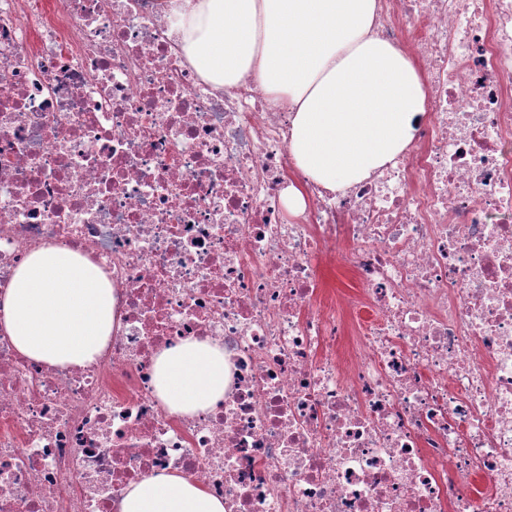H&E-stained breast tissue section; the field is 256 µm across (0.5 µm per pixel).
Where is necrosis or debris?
<instances>
[{
    "mask_svg": "<svg viewBox=\"0 0 512 512\" xmlns=\"http://www.w3.org/2000/svg\"><path fill=\"white\" fill-rule=\"evenodd\" d=\"M163 2L0 0V295L63 247L117 313L82 366L0 329V512H117L163 471L225 512H512V0H377L426 118L336 193L256 76L200 77ZM188 339L227 377L179 416L153 365Z\"/></svg>",
    "mask_w": 512,
    "mask_h": 512,
    "instance_id": "1",
    "label": "necrosis or debris"
}]
</instances>
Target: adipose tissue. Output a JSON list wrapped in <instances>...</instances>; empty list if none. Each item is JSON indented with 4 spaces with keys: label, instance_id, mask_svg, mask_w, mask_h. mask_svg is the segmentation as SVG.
I'll use <instances>...</instances> for the list:
<instances>
[{
    "label": "adipose tissue",
    "instance_id": "adipose-tissue-1",
    "mask_svg": "<svg viewBox=\"0 0 512 512\" xmlns=\"http://www.w3.org/2000/svg\"><path fill=\"white\" fill-rule=\"evenodd\" d=\"M169 39L208 82L256 73L291 112L298 169L336 192L367 179L411 143L424 84L411 60L369 30L376 0H167ZM102 271L66 248L32 252L0 298V328L24 357L92 362L115 326ZM158 397L175 415L224 397V352L187 340L155 357ZM120 512H224L223 499L174 473L130 484Z\"/></svg>",
    "mask_w": 512,
    "mask_h": 512
}]
</instances>
